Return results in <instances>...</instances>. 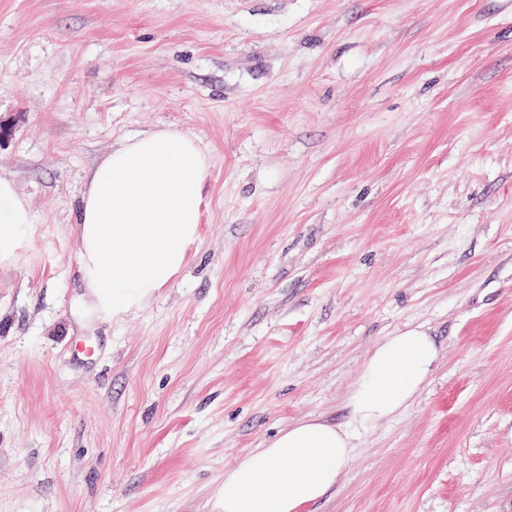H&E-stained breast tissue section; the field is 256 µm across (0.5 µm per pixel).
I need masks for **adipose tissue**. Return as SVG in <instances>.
<instances>
[{
  "mask_svg": "<svg viewBox=\"0 0 512 512\" xmlns=\"http://www.w3.org/2000/svg\"><path fill=\"white\" fill-rule=\"evenodd\" d=\"M208 156L184 133L156 129L121 140L90 173L78 207L79 273L90 314L120 317L181 272L199 236ZM33 215L0 178V263L11 261ZM438 348L413 329L384 337L348 401L350 421L288 425L224 474V512H302L341 478L360 429L392 418L430 377Z\"/></svg>",
  "mask_w": 512,
  "mask_h": 512,
  "instance_id": "adipose-tissue-1",
  "label": "adipose tissue"
}]
</instances>
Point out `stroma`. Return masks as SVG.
Wrapping results in <instances>:
<instances>
[{"label": "stroma", "instance_id": "1", "mask_svg": "<svg viewBox=\"0 0 512 512\" xmlns=\"http://www.w3.org/2000/svg\"><path fill=\"white\" fill-rule=\"evenodd\" d=\"M211 158L183 271L78 318V203L120 138ZM0 512H222L224 473L346 422L384 336L413 404L304 512H512V0H0ZM33 225L32 212L18 196L14 183L0 178V263L14 258L24 233Z\"/></svg>", "mask_w": 512, "mask_h": 512}]
</instances>
